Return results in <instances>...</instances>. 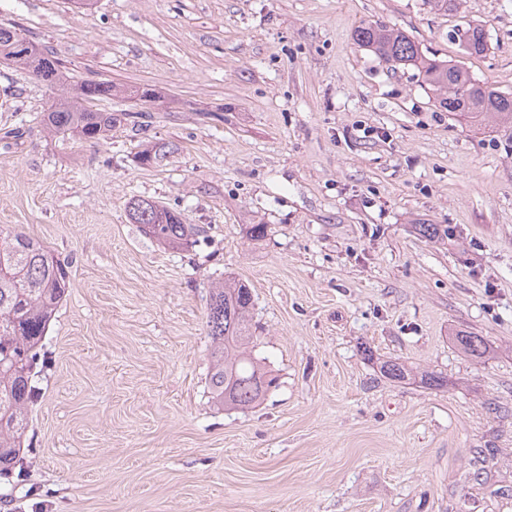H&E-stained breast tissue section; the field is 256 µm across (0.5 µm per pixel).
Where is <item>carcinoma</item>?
<instances>
[{
    "label": "carcinoma",
    "instance_id": "cac0c4a2",
    "mask_svg": "<svg viewBox=\"0 0 512 512\" xmlns=\"http://www.w3.org/2000/svg\"><path fill=\"white\" fill-rule=\"evenodd\" d=\"M27 37L0 26V60L29 72L50 86L62 82L59 59L50 49L24 56L19 43ZM355 43L393 69L414 70L434 94L437 108L476 126H512V93L475 80L461 65L428 57L406 33L377 23H363L354 32ZM463 53L480 58L488 49L481 25H470L459 36ZM127 89L110 80H83L72 95L54 101L43 126L54 136L76 134L97 143L112 125L127 116L141 126L145 113L112 114L95 103L124 94ZM169 144L155 142L137 154L142 166L159 163ZM131 223L142 233L172 250L188 245L198 233L184 216L153 200L133 198L127 206ZM68 264L56 259L32 236L10 232L0 236V476L9 474L19 457L29 413L38 398L34 385L46 328L68 288ZM251 289L233 278L213 283L208 292L206 330L211 338L208 389L212 403L223 409H248L260 404L278 386V377L255 355L258 337L253 330ZM462 352L475 358L488 353L481 336L460 334Z\"/></svg>",
    "mask_w": 512,
    "mask_h": 512
}]
</instances>
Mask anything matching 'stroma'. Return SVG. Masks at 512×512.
<instances>
[{"label": "stroma", "mask_w": 512, "mask_h": 512, "mask_svg": "<svg viewBox=\"0 0 512 512\" xmlns=\"http://www.w3.org/2000/svg\"><path fill=\"white\" fill-rule=\"evenodd\" d=\"M367 22L512 92V0H0L78 78L149 91L100 110L153 116L45 137L62 87L0 62V233L70 264L0 512H512V129L440 111L355 44ZM149 140L174 150L144 167ZM138 197L205 236L163 249L128 219ZM227 275L279 377L248 410L207 388ZM459 36L463 53L468 57L480 58L488 49L486 32L481 25H469Z\"/></svg>", "instance_id": "stroma-1"}]
</instances>
